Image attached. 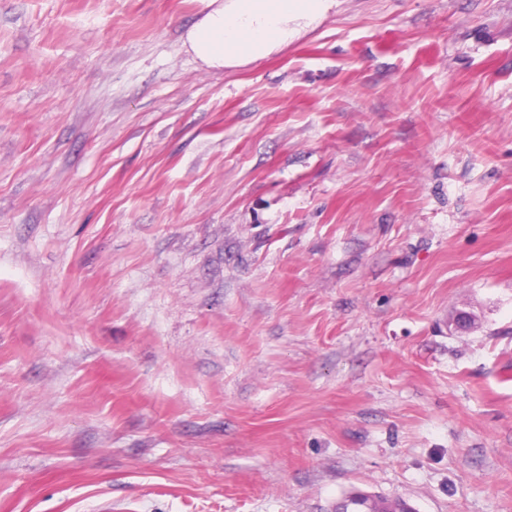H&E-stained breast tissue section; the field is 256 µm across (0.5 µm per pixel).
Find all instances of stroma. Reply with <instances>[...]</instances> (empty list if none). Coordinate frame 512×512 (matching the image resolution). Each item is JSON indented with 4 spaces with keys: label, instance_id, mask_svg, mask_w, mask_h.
<instances>
[{
    "label": "stroma",
    "instance_id": "stroma-1",
    "mask_svg": "<svg viewBox=\"0 0 512 512\" xmlns=\"http://www.w3.org/2000/svg\"><path fill=\"white\" fill-rule=\"evenodd\" d=\"M0 0V512H512V0ZM329 1L206 0L187 41L195 57L211 67L257 59L288 42L291 21L319 14ZM336 512H414L403 500L388 503L369 495H353L336 505Z\"/></svg>",
    "mask_w": 512,
    "mask_h": 512
}]
</instances>
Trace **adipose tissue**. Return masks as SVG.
Here are the masks:
<instances>
[{
    "mask_svg": "<svg viewBox=\"0 0 512 512\" xmlns=\"http://www.w3.org/2000/svg\"><path fill=\"white\" fill-rule=\"evenodd\" d=\"M206 10L187 34L204 64L221 68L257 59L287 43L291 21L319 14L328 0H206Z\"/></svg>",
    "mask_w": 512,
    "mask_h": 512,
    "instance_id": "ef3b65f1",
    "label": "adipose tissue"
}]
</instances>
